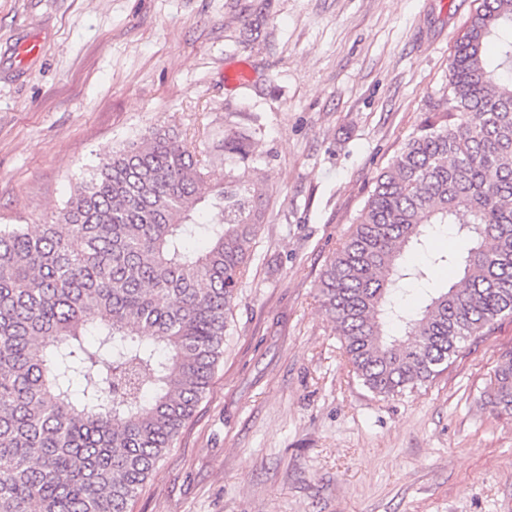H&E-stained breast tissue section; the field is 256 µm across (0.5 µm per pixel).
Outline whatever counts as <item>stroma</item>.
<instances>
[{
	"instance_id": "stroma-1",
	"label": "stroma",
	"mask_w": 512,
	"mask_h": 512,
	"mask_svg": "<svg viewBox=\"0 0 512 512\" xmlns=\"http://www.w3.org/2000/svg\"><path fill=\"white\" fill-rule=\"evenodd\" d=\"M480 4L0 0V225L50 222L87 169L160 128L223 182L217 144L249 113L265 126L269 204L224 356L133 512H512V418L488 398L512 319L383 397L320 292ZM238 63L251 78L227 85Z\"/></svg>"
}]
</instances>
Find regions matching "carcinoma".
Segmentation results:
<instances>
[{
  "instance_id": "obj_1",
  "label": "carcinoma",
  "mask_w": 512,
  "mask_h": 512,
  "mask_svg": "<svg viewBox=\"0 0 512 512\" xmlns=\"http://www.w3.org/2000/svg\"><path fill=\"white\" fill-rule=\"evenodd\" d=\"M512 0H484L448 93L377 176L321 279L356 377L389 397L512 317ZM257 120L224 184L156 131L81 177L52 223L0 225V512H131L205 396L268 206ZM452 226L464 247L429 250ZM457 270L458 282L435 277ZM407 282L422 305L399 304ZM492 398L512 416V351Z\"/></svg>"
}]
</instances>
